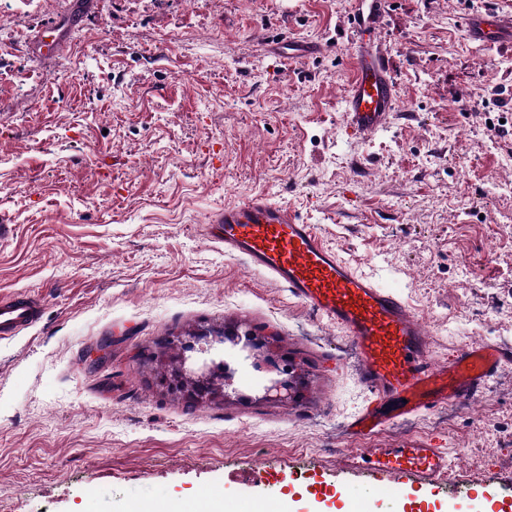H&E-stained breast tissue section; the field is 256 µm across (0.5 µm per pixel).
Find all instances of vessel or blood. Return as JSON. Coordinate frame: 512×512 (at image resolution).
Segmentation results:
<instances>
[{
  "label": "vessel or blood",
  "mask_w": 512,
  "mask_h": 512,
  "mask_svg": "<svg viewBox=\"0 0 512 512\" xmlns=\"http://www.w3.org/2000/svg\"><path fill=\"white\" fill-rule=\"evenodd\" d=\"M473 40L512 47V16L497 12L467 19ZM398 107L396 80L383 53L359 43L343 97L348 135L367 139L390 122ZM227 253L285 285L302 304L341 328L357 353V378L370 393L348 430L368 440L399 420L459 401L479 398L512 350L477 341L448 359L429 355L423 320L390 289L357 272L330 248L313 225L284 204L263 196L225 206L208 225ZM41 302L17 295L0 299V341L39 322ZM340 471L378 475L404 498L414 489L450 479L452 464L443 448L410 444L401 448H354L339 458Z\"/></svg>",
  "instance_id": "b4317fda"
}]
</instances>
